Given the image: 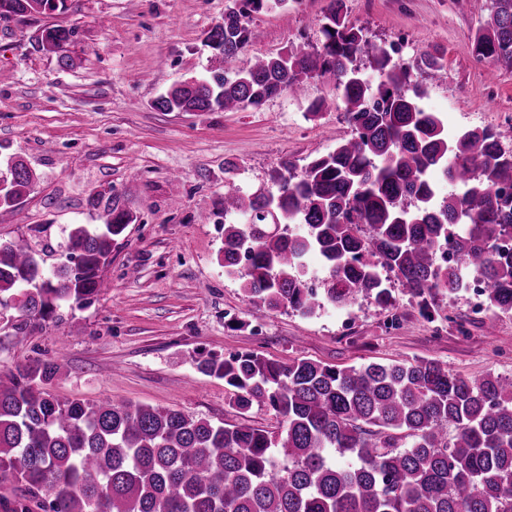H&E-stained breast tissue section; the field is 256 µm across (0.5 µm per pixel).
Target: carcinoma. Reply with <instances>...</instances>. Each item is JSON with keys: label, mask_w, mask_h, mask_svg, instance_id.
<instances>
[{"label": "carcinoma", "mask_w": 512, "mask_h": 512, "mask_svg": "<svg viewBox=\"0 0 512 512\" xmlns=\"http://www.w3.org/2000/svg\"><path fill=\"white\" fill-rule=\"evenodd\" d=\"M263 0H232L209 46L244 66L221 68L160 96L162 112L258 107L309 80L334 84L350 138L298 173L287 162L276 188L238 193L224 211V271L248 301L311 317L358 298L393 306L390 279L434 321L438 301L486 283L495 315H512V125L448 130L424 105L445 68L441 52L394 56L330 0L314 52L247 56L249 17ZM65 0H0V20L37 17ZM71 31L40 29L35 48L57 52ZM473 51L512 70V0H490ZM370 59L373 74L357 62ZM0 216L16 212L35 180L9 159ZM101 224H73L65 259L47 264L27 244L0 243V311L15 334L81 308L109 287L112 242L135 221L92 191ZM322 263L310 285L311 257ZM224 381L235 406L280 416L267 431L181 410L110 398L60 399L61 365L41 359L0 374V480L21 490L14 512H512V379L464 377L430 359L339 368L307 358L286 363L258 352L198 363Z\"/></svg>", "instance_id": "1"}]
</instances>
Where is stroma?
<instances>
[{
	"mask_svg": "<svg viewBox=\"0 0 512 512\" xmlns=\"http://www.w3.org/2000/svg\"><path fill=\"white\" fill-rule=\"evenodd\" d=\"M349 23L376 42L403 36L402 58L445 55L447 74L428 105L449 127L512 124V71L488 77L473 35L489 0H345ZM230 0H67L52 23L71 30L63 53L36 50L40 24L0 22V163L22 157L37 180L17 215L0 223V243L58 244L73 224H95L90 189L111 188L136 220L112 245L110 287L84 308L13 336L0 322V372L39 359L60 363L62 399L109 397L273 430V410L240 413L222 380L197 364L254 351L280 362L308 358L338 367L425 357L463 376H512V318L472 322L465 295L443 299L434 321L394 286L385 310L367 298L306 318L245 298L224 273V198L274 189L285 162L304 169L351 135L332 86L309 83L239 112H162L173 85L207 75L218 61L209 30ZM329 0H265L250 20L252 54L274 56L321 44ZM73 60L59 63L60 55ZM320 111H313V103Z\"/></svg>",
	"mask_w": 512,
	"mask_h": 512,
	"instance_id": "obj_1",
	"label": "stroma"
}]
</instances>
